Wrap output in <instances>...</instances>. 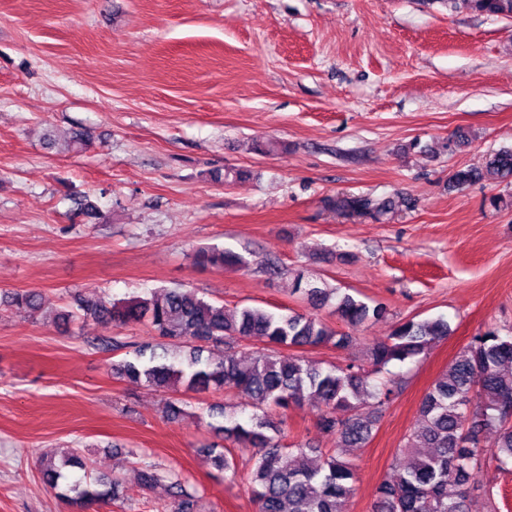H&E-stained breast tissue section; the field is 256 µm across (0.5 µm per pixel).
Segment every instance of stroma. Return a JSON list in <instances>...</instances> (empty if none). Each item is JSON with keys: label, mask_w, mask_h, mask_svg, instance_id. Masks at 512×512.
<instances>
[{"label": "stroma", "mask_w": 512, "mask_h": 512, "mask_svg": "<svg viewBox=\"0 0 512 512\" xmlns=\"http://www.w3.org/2000/svg\"><path fill=\"white\" fill-rule=\"evenodd\" d=\"M510 145L512 18L442 0H0V512H74L38 465L72 448L91 476H120L126 512L168 506L165 485L141 487L144 461L181 472L198 512H256L202 452L209 408L239 396L191 393L169 419L171 392L117 377L123 351L95 344L149 342L146 325L56 319L76 294L177 285L351 336L303 350L324 367L366 362L404 320L447 319L426 355L392 366L398 392L344 451L346 512H372L429 388L479 330L512 332V178L451 181ZM341 193L394 208L346 218L325 204ZM85 197L99 218L77 215ZM208 246L246 267H197ZM300 276L389 314L349 326L295 292ZM23 290L40 310L10 307ZM318 413L289 411L284 444L337 447ZM476 479L512 512V462Z\"/></svg>", "instance_id": "1"}]
</instances>
